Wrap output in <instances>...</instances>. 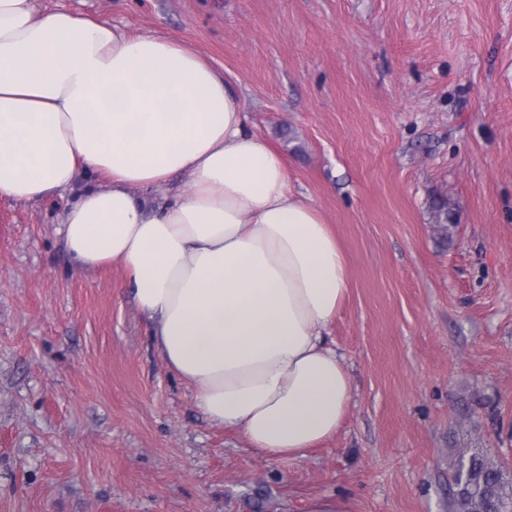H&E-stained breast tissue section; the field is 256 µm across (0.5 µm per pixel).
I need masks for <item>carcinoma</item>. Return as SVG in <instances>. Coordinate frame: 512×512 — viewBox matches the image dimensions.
I'll list each match as a JSON object with an SVG mask.
<instances>
[{
	"label": "carcinoma",
	"instance_id": "cac0c4a2",
	"mask_svg": "<svg viewBox=\"0 0 512 512\" xmlns=\"http://www.w3.org/2000/svg\"><path fill=\"white\" fill-rule=\"evenodd\" d=\"M455 212L448 201L432 206L434 223L447 227ZM452 512H512V475L499 467L486 452L460 451L452 464Z\"/></svg>",
	"mask_w": 512,
	"mask_h": 512
}]
</instances>
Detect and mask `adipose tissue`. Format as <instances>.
Segmentation results:
<instances>
[{
    "mask_svg": "<svg viewBox=\"0 0 512 512\" xmlns=\"http://www.w3.org/2000/svg\"><path fill=\"white\" fill-rule=\"evenodd\" d=\"M82 174L95 183L59 227L74 272L124 267L206 417L275 458L334 437L352 394L329 339L345 255L223 74L162 34L0 0V198L41 200Z\"/></svg>",
    "mask_w": 512,
    "mask_h": 512,
    "instance_id": "1",
    "label": "adipose tissue"
}]
</instances>
